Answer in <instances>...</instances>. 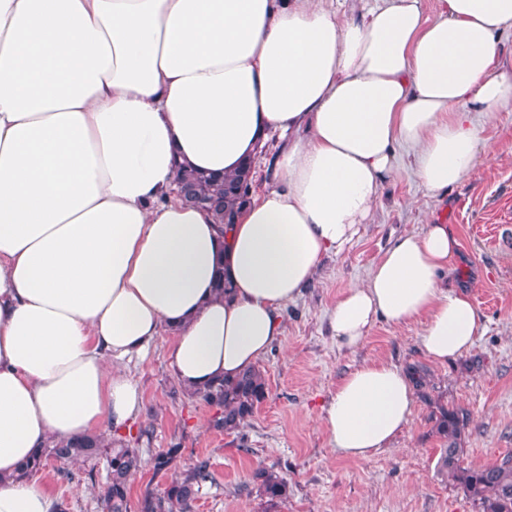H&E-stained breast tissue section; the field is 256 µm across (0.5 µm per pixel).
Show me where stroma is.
Masks as SVG:
<instances>
[{
  "instance_id": "1",
  "label": "stroma",
  "mask_w": 512,
  "mask_h": 512,
  "mask_svg": "<svg viewBox=\"0 0 512 512\" xmlns=\"http://www.w3.org/2000/svg\"><path fill=\"white\" fill-rule=\"evenodd\" d=\"M483 136L493 156L438 196L423 187L411 150L397 146L396 174L368 224L343 254L322 257L314 285L284 308V334L260 364L267 396L241 433L213 429V408L179 393L166 356L170 334L143 362L129 365L144 408L126 438L146 461L131 482V503L145 488L166 487L169 473L156 472L150 459L177 444L182 466L199 458L211 463L213 480L202 486L194 512H264L252 481L260 467L288 480L278 512H473L463 490L439 470L444 442L437 423L443 411L467 412L460 440L466 465L512 455V249L501 245L504 225H512V102L498 108ZM433 223L448 225L458 238L462 258L451 283L471 293L483 316L471 350L432 361L419 344V321H380L357 348L339 346L328 319L340 293L363 284L395 239ZM377 359L422 377L413 414L390 447L366 460L341 457L329 444L321 407L343 376ZM68 469L67 480L48 461L36 480L70 512H98L94 485L106 477L104 461H76Z\"/></svg>"
}]
</instances>
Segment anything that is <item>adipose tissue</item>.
I'll return each instance as SVG.
<instances>
[{
  "instance_id": "adipose-tissue-1",
  "label": "adipose tissue",
  "mask_w": 512,
  "mask_h": 512,
  "mask_svg": "<svg viewBox=\"0 0 512 512\" xmlns=\"http://www.w3.org/2000/svg\"><path fill=\"white\" fill-rule=\"evenodd\" d=\"M0 0V512H52L26 462L57 443L119 437L143 399L125 369L163 331L180 385L255 369L281 311L342 253L414 151L431 194L488 157L483 124L512 101L499 34L512 0ZM285 137L274 186L229 232L174 198L177 165L231 173ZM444 224L396 239L331 312L357 346L379 321H421L426 355L482 331L444 286ZM228 288L217 294V278ZM413 379L378 359L323 408L329 444L365 460L407 427Z\"/></svg>"
}]
</instances>
